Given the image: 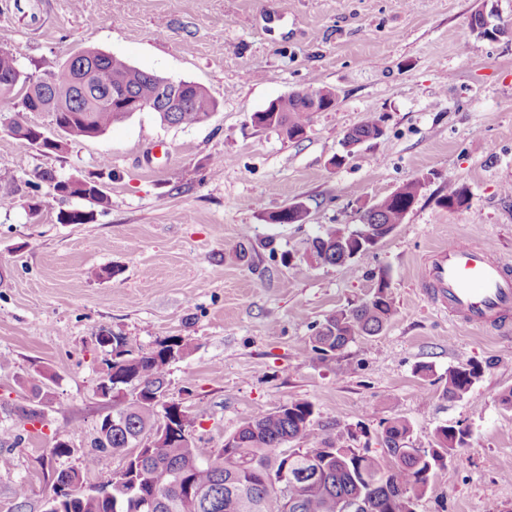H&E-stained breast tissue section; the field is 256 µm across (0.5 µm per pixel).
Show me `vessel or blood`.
<instances>
[{
  "label": "vessel or blood",
  "instance_id": "vessel-or-blood-1",
  "mask_svg": "<svg viewBox=\"0 0 512 512\" xmlns=\"http://www.w3.org/2000/svg\"><path fill=\"white\" fill-rule=\"evenodd\" d=\"M419 281L433 306L460 326L500 324L512 314V263L489 245L450 240L425 258Z\"/></svg>",
  "mask_w": 512,
  "mask_h": 512
}]
</instances>
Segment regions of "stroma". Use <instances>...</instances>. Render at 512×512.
I'll return each instance as SVG.
<instances>
[{
    "label": "stroma",
    "mask_w": 512,
    "mask_h": 512,
    "mask_svg": "<svg viewBox=\"0 0 512 512\" xmlns=\"http://www.w3.org/2000/svg\"><path fill=\"white\" fill-rule=\"evenodd\" d=\"M479 9L512 28V0H0V46L35 74L96 49L197 83L217 103L194 126L146 109L58 151L0 128V196L13 200L0 209V512H45L56 472L82 469L94 486L122 469L108 453L82 468L112 411L97 394L103 330L134 350L188 342L164 400L206 447L296 400L313 404L316 424L300 448L336 424L346 446L378 457L385 420L408 421L418 448L459 424L468 443L416 512H512V408L501 402L512 330L456 325L417 281L424 256L456 237L512 261V31L477 38L469 19ZM312 83L333 89L337 105L315 113L302 140L253 125L272 100ZM373 116L383 135L332 167L346 132ZM106 164L105 208L49 195L40 178ZM417 179L403 224L368 257L293 266L323 227L357 228L362 208ZM452 183L469 201L448 210L437 200ZM292 203L304 206L302 223H273ZM74 210L89 221L62 222ZM382 271L396 308L385 329L332 358L311 351L324 317L371 298ZM469 361L481 378L443 398L449 368ZM35 384L50 402L18 419ZM58 441L68 453L49 457Z\"/></svg>",
    "instance_id": "obj_1"
}]
</instances>
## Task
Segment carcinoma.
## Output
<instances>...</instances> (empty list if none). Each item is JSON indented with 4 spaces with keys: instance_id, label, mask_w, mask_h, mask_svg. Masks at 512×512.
<instances>
[{
    "instance_id": "1",
    "label": "carcinoma",
    "mask_w": 512,
    "mask_h": 512,
    "mask_svg": "<svg viewBox=\"0 0 512 512\" xmlns=\"http://www.w3.org/2000/svg\"><path fill=\"white\" fill-rule=\"evenodd\" d=\"M482 17L480 11L471 15V31L479 38L495 39L502 28L484 27ZM91 69L112 75V86L89 75ZM51 77L52 85H42L39 76L26 71L11 50L0 47V83L12 85L9 90L0 89V126L29 143L42 132L22 124L18 114L50 112L61 130L51 150L96 138L129 119L133 101L158 104L163 81L119 56L93 49L70 57ZM180 99L177 111L157 112L162 123L193 126L216 110L213 98L194 82H183ZM312 105L313 98L299 93L279 97L255 113L254 124L299 141L311 120ZM379 122L376 117L368 118L351 132L365 141L374 139ZM41 178L57 196L89 199L102 208L110 203L104 186L92 177L69 182L45 172ZM421 187V180L412 181L375 203L370 216L373 233L383 236L403 223ZM466 202L464 188L452 183L438 199L443 208ZM312 244L326 249L330 265L345 251H355L361 258L369 253L359 228L349 231L329 226ZM394 314L383 272L371 299L323 319L310 337L311 348L324 359L334 357L357 337L381 333ZM179 346L188 348L183 338L174 337L147 349H129L125 357L105 363L106 383L99 391L102 398L112 401V417L100 422L94 449L86 455L83 467L96 468L103 453L120 455L126 459L125 481L105 491L86 489L81 471L63 470L56 480L67 491L60 494L52 486L54 497L47 512H338L344 498L363 500L366 512H416L418 499L447 466L448 458L467 444V428L442 425L436 429L435 446L414 448L410 425L393 419L382 423L387 464L368 453L351 454L344 433L330 427L324 429L316 447L287 449L286 444L310 434L314 426L313 405L298 400L246 421L221 448L198 445L186 417L176 429H165L152 452L134 453L132 449L141 447L147 434L160 430L159 412L169 410L160 401L169 365L175 360L172 350ZM482 372V366L473 362L448 370L444 395L462 397ZM284 469L292 479L283 482Z\"/></svg>"
}]
</instances>
